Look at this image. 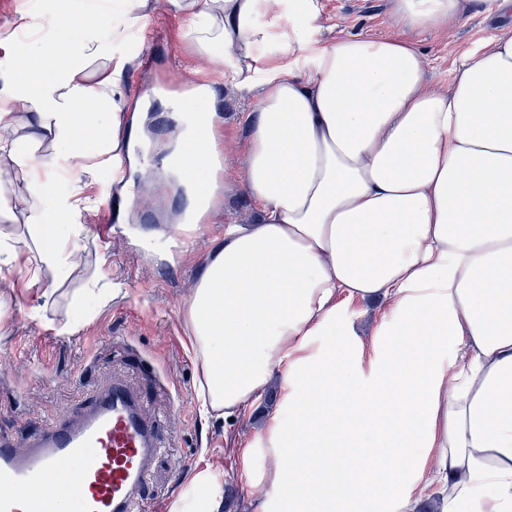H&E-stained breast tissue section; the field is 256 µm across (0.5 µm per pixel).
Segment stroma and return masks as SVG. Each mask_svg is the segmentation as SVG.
Segmentation results:
<instances>
[{"instance_id": "1", "label": "stroma", "mask_w": 512, "mask_h": 512, "mask_svg": "<svg viewBox=\"0 0 512 512\" xmlns=\"http://www.w3.org/2000/svg\"><path fill=\"white\" fill-rule=\"evenodd\" d=\"M319 9L311 32L328 42L339 36H394L421 51L424 79L433 93H448L457 69L490 40L512 35V11L466 8L448 24L431 29L410 26L397 11V0H316ZM96 17L101 27L126 21V40L115 46L123 63V128L144 124L146 138L134 147L126 181L134 201L117 215L122 194L113 192L111 174L74 171L96 206L83 214L89 233L71 249L72 273L58 285L40 317H30L23 290L15 279L0 278V436L25 442L52 421L71 415L77 404L112 378L127 379L145 395L158 423L160 450L148 479L146 512H170L186 488L187 477L212 467L226 490L221 512H258L251 486L268 462L255 458L244 470V448L260 434L278 395L270 385L258 400L235 417L200 412L199 362L187 350L189 328L184 308L196 287L199 267L229 224L252 228L260 221L245 187L252 148L247 112L262 96L259 77L231 80L217 60L223 48L199 52L181 13L168 0H0V35L21 13L45 17L43 34L79 23V11ZM152 42L159 69L176 65L179 77L211 86L210 96L178 95L181 112L214 113L218 145L224 150V186L210 220L187 248L171 249L165 237L184 214V196L163 172L161 146L180 132L165 105L164 88L142 94L136 55ZM107 263L114 291L107 303L83 290Z\"/></svg>"}]
</instances>
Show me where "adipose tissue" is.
<instances>
[{"label":"adipose tissue","mask_w":512,"mask_h":512,"mask_svg":"<svg viewBox=\"0 0 512 512\" xmlns=\"http://www.w3.org/2000/svg\"><path fill=\"white\" fill-rule=\"evenodd\" d=\"M169 3L200 51L223 45L234 80L235 48L265 60L274 39L294 54L318 17L314 0H288L268 30L255 24L268 0ZM459 8L398 0L418 28ZM120 41L89 20L0 54V156L30 198L27 233L12 236L0 187V275L26 271L33 314L69 277L90 204L77 185L46 193L42 177L121 159ZM94 64L99 79L83 80ZM262 74L246 181L261 222L225 227L185 306L202 413L236 417L279 380L242 454L247 468L274 463L254 481L259 512H419L436 482L439 512H512V37L468 58L446 94L428 89L418 48L392 37L312 41L303 63ZM357 300L385 307L367 341ZM223 498L206 468L172 512H219Z\"/></svg>","instance_id":"1"}]
</instances>
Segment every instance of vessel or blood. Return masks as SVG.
<instances>
[{"mask_svg": "<svg viewBox=\"0 0 512 512\" xmlns=\"http://www.w3.org/2000/svg\"><path fill=\"white\" fill-rule=\"evenodd\" d=\"M159 446L140 395L112 382L24 446L0 440V512H142Z\"/></svg>", "mask_w": 512, "mask_h": 512, "instance_id": "b4317fda", "label": "vessel or blood"}]
</instances>
